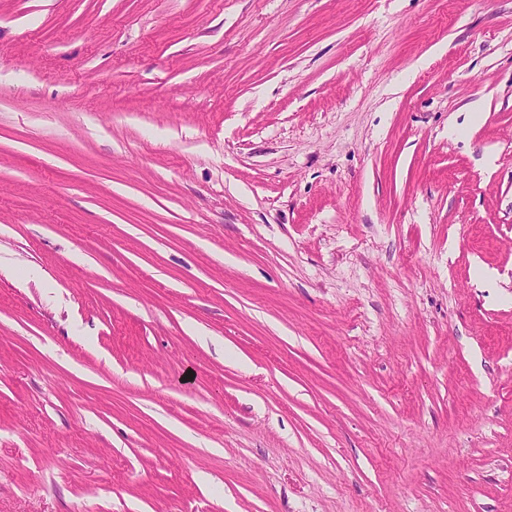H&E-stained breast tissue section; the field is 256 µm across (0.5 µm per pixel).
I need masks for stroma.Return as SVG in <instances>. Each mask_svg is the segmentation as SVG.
I'll list each match as a JSON object with an SVG mask.
<instances>
[{
	"label": "stroma",
	"instance_id": "1",
	"mask_svg": "<svg viewBox=\"0 0 512 512\" xmlns=\"http://www.w3.org/2000/svg\"><path fill=\"white\" fill-rule=\"evenodd\" d=\"M0 512H512V0H0Z\"/></svg>",
	"mask_w": 512,
	"mask_h": 512
}]
</instances>
